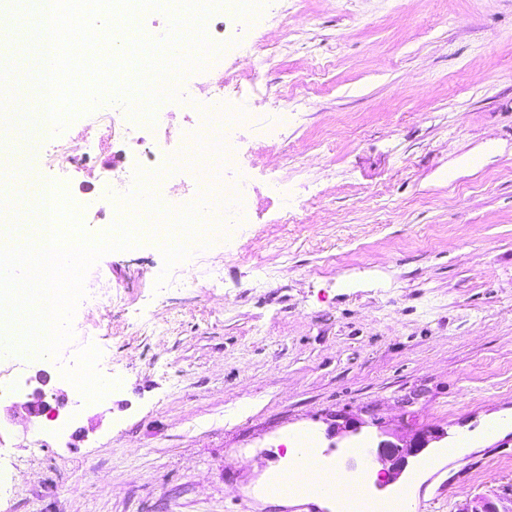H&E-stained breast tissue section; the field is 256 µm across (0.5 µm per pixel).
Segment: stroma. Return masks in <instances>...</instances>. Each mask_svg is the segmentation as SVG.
Segmentation results:
<instances>
[{
    "label": "stroma",
    "mask_w": 512,
    "mask_h": 512,
    "mask_svg": "<svg viewBox=\"0 0 512 512\" xmlns=\"http://www.w3.org/2000/svg\"><path fill=\"white\" fill-rule=\"evenodd\" d=\"M211 24L224 66L186 83L293 114L275 139L235 131L250 221L176 264L179 288L156 287V233L104 255L85 283L118 301L79 302L57 359H0V407L42 370L68 419L0 418V512H298L262 499L283 438L375 449L424 426L441 461L399 483L424 512L512 495V0H273ZM34 26L14 15L0 65L36 68ZM92 124L32 154L11 127L0 185H58L107 227L130 149ZM90 371L120 392L81 396ZM340 415L363 425L335 433ZM463 436L474 450L442 459Z\"/></svg>",
    "instance_id": "obj_1"
}]
</instances>
